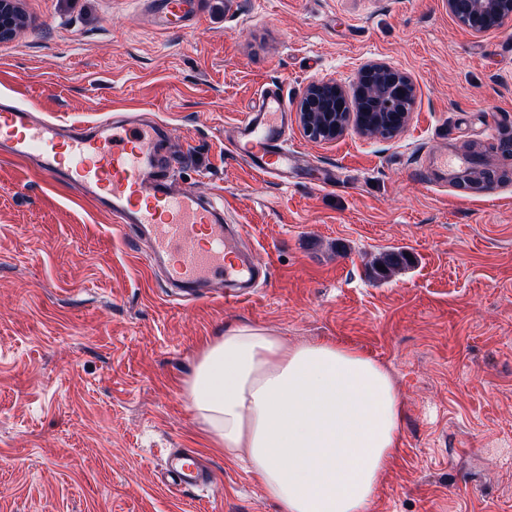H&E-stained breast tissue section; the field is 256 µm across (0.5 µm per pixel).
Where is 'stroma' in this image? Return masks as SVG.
I'll return each mask as SVG.
<instances>
[{"label":"stroma","instance_id":"1","mask_svg":"<svg viewBox=\"0 0 512 512\" xmlns=\"http://www.w3.org/2000/svg\"><path fill=\"white\" fill-rule=\"evenodd\" d=\"M20 6L0 97L69 122H163L178 187L223 189L225 221L269 275L235 303L177 299L131 231L0 154V512H278L245 463L210 446L183 386L202 341L229 326L334 339L390 370L404 416L370 512H512V21L477 33L447 0H199L169 32L149 0ZM369 63L412 78L407 126L308 138V85L354 87ZM269 87L310 168L286 186L224 140ZM444 153L507 175L462 189L434 174ZM390 251L413 261L375 276ZM178 448L211 485L167 490Z\"/></svg>","mask_w":512,"mask_h":512}]
</instances>
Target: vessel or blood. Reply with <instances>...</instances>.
Listing matches in <instances>:
<instances>
[{"label": "vessel or blood", "instance_id": "1", "mask_svg": "<svg viewBox=\"0 0 512 512\" xmlns=\"http://www.w3.org/2000/svg\"><path fill=\"white\" fill-rule=\"evenodd\" d=\"M164 29H184L197 13L195 0H152ZM288 105L279 91L263 96L230 135L235 152L260 176L288 182L301 156L285 134ZM170 135L138 116L106 117L87 126L64 125L39 107L0 98V148L32 163L43 176H65L113 223L146 237L147 267L162 271L169 287L185 295L208 293L224 283L228 298L240 299L266 277L244 253L238 226L224 221V198L202 199L174 185L166 151ZM209 471L187 463L170 489L201 488Z\"/></svg>", "mask_w": 512, "mask_h": 512}]
</instances>
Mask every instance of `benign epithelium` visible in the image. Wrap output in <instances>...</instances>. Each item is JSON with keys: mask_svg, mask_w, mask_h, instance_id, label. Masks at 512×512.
Returning <instances> with one entry per match:
<instances>
[{"mask_svg": "<svg viewBox=\"0 0 512 512\" xmlns=\"http://www.w3.org/2000/svg\"><path fill=\"white\" fill-rule=\"evenodd\" d=\"M18 0H0V41L10 39L18 23ZM448 12L475 32H485L512 20V0H448ZM354 101L334 80L309 85L300 101L299 121L314 140L331 141L353 123L366 136L387 138L406 123L416 89L409 77L387 65H366L354 90ZM497 171L483 167L461 184L480 189L494 182Z\"/></svg>", "mask_w": 512, "mask_h": 512, "instance_id": "1", "label": "benign epithelium"}]
</instances>
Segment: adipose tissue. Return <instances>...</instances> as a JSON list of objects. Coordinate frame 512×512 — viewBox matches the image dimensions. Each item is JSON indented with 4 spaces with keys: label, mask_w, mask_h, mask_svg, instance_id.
Here are the masks:
<instances>
[{
    "label": "adipose tissue",
    "mask_w": 512,
    "mask_h": 512,
    "mask_svg": "<svg viewBox=\"0 0 512 512\" xmlns=\"http://www.w3.org/2000/svg\"><path fill=\"white\" fill-rule=\"evenodd\" d=\"M184 389L210 442L247 461L279 512H368L403 417L376 359L229 327L204 344Z\"/></svg>",
    "instance_id": "ef3b65f1"
}]
</instances>
